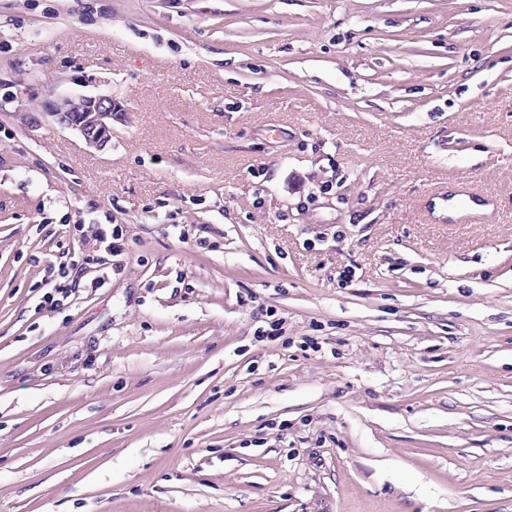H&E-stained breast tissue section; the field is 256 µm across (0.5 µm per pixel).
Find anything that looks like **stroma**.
<instances>
[{
    "label": "stroma",
    "mask_w": 512,
    "mask_h": 512,
    "mask_svg": "<svg viewBox=\"0 0 512 512\" xmlns=\"http://www.w3.org/2000/svg\"><path fill=\"white\" fill-rule=\"evenodd\" d=\"M0 512H512V0H0ZM46 101L42 114L54 125L79 133L90 147L104 149L112 142L114 121H126L128 110L112 95L83 96Z\"/></svg>",
    "instance_id": "stroma-1"
}]
</instances>
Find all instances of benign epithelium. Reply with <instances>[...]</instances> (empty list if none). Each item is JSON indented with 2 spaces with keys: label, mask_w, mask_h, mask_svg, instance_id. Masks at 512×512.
<instances>
[{
  "label": "benign epithelium",
  "mask_w": 512,
  "mask_h": 512,
  "mask_svg": "<svg viewBox=\"0 0 512 512\" xmlns=\"http://www.w3.org/2000/svg\"><path fill=\"white\" fill-rule=\"evenodd\" d=\"M43 115L61 129L79 133L90 147L104 149L112 142L113 122L126 120L128 113L112 95L83 96L79 100L58 98L43 105Z\"/></svg>",
  "instance_id": "benign-epithelium-1"
}]
</instances>
